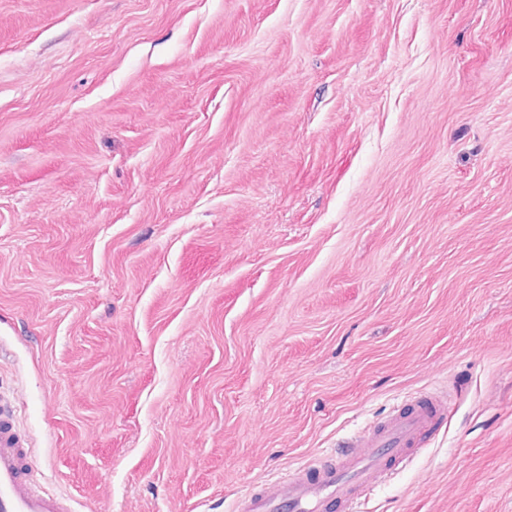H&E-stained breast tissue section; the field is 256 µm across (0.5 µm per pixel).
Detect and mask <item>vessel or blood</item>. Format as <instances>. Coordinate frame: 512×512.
I'll return each instance as SVG.
<instances>
[{
	"instance_id": "1",
	"label": "vessel or blood",
	"mask_w": 512,
	"mask_h": 512,
	"mask_svg": "<svg viewBox=\"0 0 512 512\" xmlns=\"http://www.w3.org/2000/svg\"><path fill=\"white\" fill-rule=\"evenodd\" d=\"M15 403L14 394L0 390V512H72L65 498L33 484ZM450 411V397L419 394L345 442L333 461L296 469L250 495L241 512H360L365 491L420 450Z\"/></svg>"
}]
</instances>
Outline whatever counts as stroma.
Segmentation results:
<instances>
[{"label":"stroma","instance_id":"obj_1","mask_svg":"<svg viewBox=\"0 0 512 512\" xmlns=\"http://www.w3.org/2000/svg\"><path fill=\"white\" fill-rule=\"evenodd\" d=\"M0 389L73 512H239L421 390L363 512H512V0H0Z\"/></svg>","mask_w":512,"mask_h":512}]
</instances>
